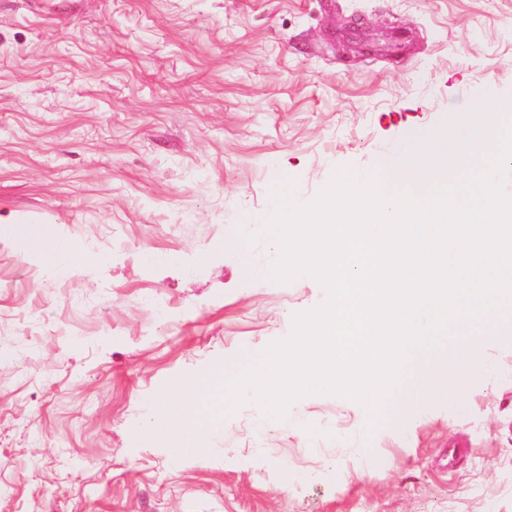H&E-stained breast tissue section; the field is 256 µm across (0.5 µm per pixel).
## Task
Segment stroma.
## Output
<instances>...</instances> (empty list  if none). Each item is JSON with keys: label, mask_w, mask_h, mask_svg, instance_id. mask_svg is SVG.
Instances as JSON below:
<instances>
[{"label": "stroma", "mask_w": 512, "mask_h": 512, "mask_svg": "<svg viewBox=\"0 0 512 512\" xmlns=\"http://www.w3.org/2000/svg\"><path fill=\"white\" fill-rule=\"evenodd\" d=\"M490 98L512 0H0V512H512V338L405 427L310 395L243 406L204 455L142 435L161 392L323 301L244 239L274 184L381 171ZM7 217L85 266L49 279L69 256ZM11 226H15V235L19 241L24 242L27 245L38 243L42 255L48 260H51L52 256L60 252H67L75 261L79 259L78 249L73 244H69L66 240L57 238H38L26 224H16ZM44 244H50L51 248L43 249Z\"/></svg>", "instance_id": "35a3bbf8"}]
</instances>
